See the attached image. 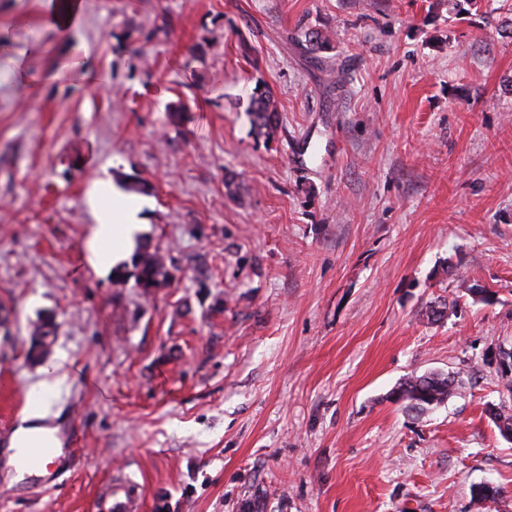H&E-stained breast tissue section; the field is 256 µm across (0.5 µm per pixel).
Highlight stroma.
I'll return each mask as SVG.
<instances>
[{"instance_id":"1","label":"stroma","mask_w":512,"mask_h":512,"mask_svg":"<svg viewBox=\"0 0 512 512\" xmlns=\"http://www.w3.org/2000/svg\"><path fill=\"white\" fill-rule=\"evenodd\" d=\"M102 181L144 183L163 287L90 265ZM504 349L512 0H82L64 38L0 0V428L51 375L79 448L44 487L1 451L0 512H512ZM430 372L463 387L407 410ZM277 112V107L271 95L259 94L253 99L250 112L254 127L258 130L266 129L267 131L273 129L276 126ZM54 334V325L51 320L43 322L41 325H37L32 334V344L29 352V356L32 359L42 358L51 342L48 340L50 336ZM105 497L106 512H135L139 509L133 492L122 489L112 490V486L109 485Z\"/></svg>"}]
</instances>
